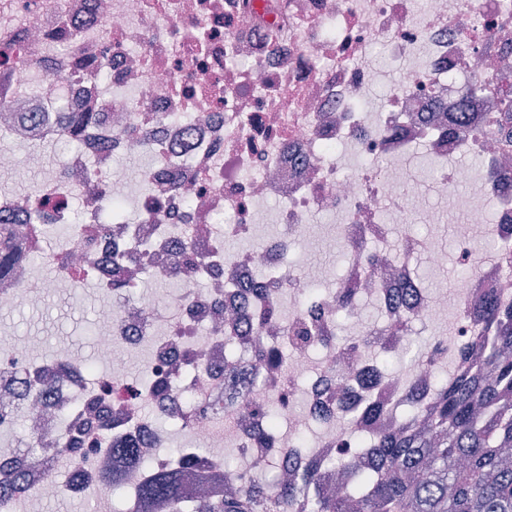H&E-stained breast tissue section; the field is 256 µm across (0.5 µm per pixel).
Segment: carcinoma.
Here are the masks:
<instances>
[{"instance_id": "obj_1", "label": "carcinoma", "mask_w": 512, "mask_h": 512, "mask_svg": "<svg viewBox=\"0 0 512 512\" xmlns=\"http://www.w3.org/2000/svg\"><path fill=\"white\" fill-rule=\"evenodd\" d=\"M476 104L474 92L467 93L460 111L452 113L448 131L472 134L474 118L467 110ZM13 225L0 223V276L18 264H34L39 257L21 254L13 246ZM494 240L489 257L512 272V246L508 239ZM282 310L280 301L245 314L256 325ZM478 326L476 335L462 346L448 343L452 370L437 381L428 405L431 432L425 433L409 420L392 431L378 432L353 440L356 452L368 459L370 467L358 471L347 456L339 465L350 478V495L326 498L320 494L321 473L308 466L302 487L285 484L273 488L263 468L248 466L251 477L239 489L220 498L199 497L187 501L180 465L183 449L158 448L173 464L153 468L134 446L112 449L125 467L108 472L112 484L121 486L134 471H142L137 493L125 502L122 512H512V459L502 453L512 448V414L504 404L512 402V360L503 353L512 350V302L503 301L488 288L470 309ZM384 414L373 399L365 401L355 419L366 424ZM30 494L21 476L0 485V504L17 495Z\"/></svg>"}]
</instances>
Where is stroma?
Listing matches in <instances>:
<instances>
[{"label":"stroma","instance_id":"1","mask_svg":"<svg viewBox=\"0 0 512 512\" xmlns=\"http://www.w3.org/2000/svg\"><path fill=\"white\" fill-rule=\"evenodd\" d=\"M73 149V143L65 140L39 146L0 138V151L12 153L19 162L30 168L37 180L58 174ZM463 163L474 172V179L444 193L435 189L433 178L426 175L425 161L414 153L408 157L410 170L424 190L421 198L412 201V209L433 205L444 208L450 215V221L446 224H437L428 229L412 222L403 229L407 235L421 236L429 231L443 236L448 252V269L436 270L422 261L417 264L430 291L443 295L449 293L455 278L456 245L470 233V227L463 219V211L481 194V183L477 178L482 170L481 165L471 156L464 158ZM337 222V215H317L312 224L306 225L288 255L290 261L308 263L310 287L330 286L345 263V250L331 246L324 240L326 231L335 227ZM104 301V296L91 282L66 296L55 294L50 288L41 294L31 293L27 302L19 308L0 314V347L14 344L26 346L37 361L50 359L61 347L70 348L79 357H89L99 331L95 311Z\"/></svg>","mask_w":512,"mask_h":512}]
</instances>
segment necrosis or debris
<instances>
[{"label":"necrosis or debris","instance_id":"4bbe7bcc","mask_svg":"<svg viewBox=\"0 0 512 512\" xmlns=\"http://www.w3.org/2000/svg\"><path fill=\"white\" fill-rule=\"evenodd\" d=\"M249 0H0V100L23 102L24 90L57 80L59 111L45 120L12 119L0 136L52 141L62 135L59 118L84 112L94 122L78 138L61 175L35 185L32 196L0 194V217L29 210L28 237L17 239L36 252L54 275L36 278L19 267L0 278V312L27 299L31 290L62 291L94 282L111 299L98 312L94 343L107 373H89L68 349L52 361L34 362L26 347L0 350V417L11 419L13 392H24L29 373L54 384L44 403H18L30 413L28 432L42 448L24 453L15 443L0 446V478L19 471L47 499L110 502L115 494L104 477L114 440L133 438L152 449L154 466L164 465L158 448L165 437L156 418L171 415L170 396L140 388L124 391L125 358L150 346L148 370L191 402L176 414L195 443L198 469L241 485L246 472H228L229 439L253 462L271 465L272 485L300 482L306 464L326 467L324 495L341 485L331 463L342 439L353 434L348 417L367 394L384 404L372 431L395 425L409 404L404 375L381 370L366 354L365 332L336 338V300L343 293L376 299L383 313V350L400 355L408 341L397 323L416 312L425 322L441 314L440 297L415 293L412 310L392 300L396 284L414 278V254L437 269L448 257L434 238H387L392 225L417 220L442 224L436 208L410 210L422 194L407 156L420 145L438 160L436 186L448 191L469 179L454 157L478 154L493 164L482 176V194L466 209L474 234L459 240V263L472 276L459 280L453 334L466 343L477 328L467 311L484 289L512 298V274L486 259L478 245L489 221L512 224V192L502 172L512 173V142L498 133L500 99L512 90V0H269L284 6L283 37H273ZM384 47L401 66L398 79L378 108L367 98L379 79L372 50ZM478 87L476 134H444L448 115L469 87ZM25 111L33 103L23 102ZM351 151L365 166L348 168ZM148 156L152 166L132 189L125 158ZM280 203L283 231L261 247L225 253L227 242L248 237L262 223V205ZM132 201L137 217L107 219L112 202ZM46 206L33 212L34 203ZM341 215L347 260L332 289L307 296L300 265H288L289 247L315 215ZM110 234H102V225ZM66 227L52 240L50 226ZM372 243L373 252L355 249ZM196 243L206 253L200 266H184L182 295L148 290L146 274L167 278L176 245ZM261 279H254V272ZM120 287H113V279ZM204 289H197L199 280ZM290 295L289 318H271L249 328L243 303ZM312 328L320 361L308 348L289 347L287 368L254 365L262 349L286 345L294 325ZM234 337L242 364L256 377L227 399L229 370L225 339ZM344 372V386L330 376ZM305 406L296 409L297 396ZM276 402L288 422V438L255 448L247 439L268 422ZM81 441L70 456L62 445ZM69 472L58 481L60 468Z\"/></svg>","mask_w":512,"mask_h":512}]
</instances>
